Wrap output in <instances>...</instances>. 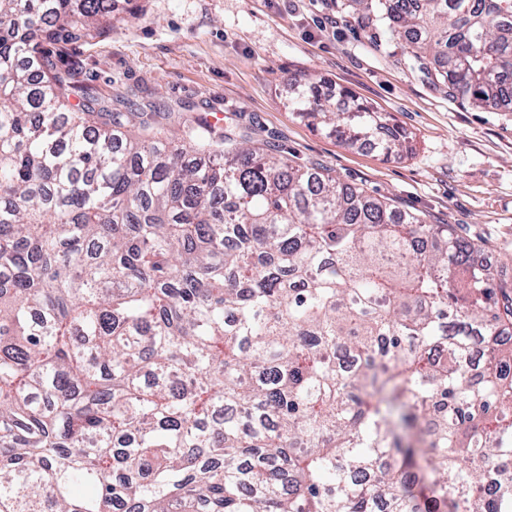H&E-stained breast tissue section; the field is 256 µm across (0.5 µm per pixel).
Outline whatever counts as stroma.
Wrapping results in <instances>:
<instances>
[{
	"label": "stroma",
	"instance_id": "obj_1",
	"mask_svg": "<svg viewBox=\"0 0 512 512\" xmlns=\"http://www.w3.org/2000/svg\"><path fill=\"white\" fill-rule=\"evenodd\" d=\"M71 86L131 101L166 133L206 116L215 136L327 170L400 210L450 224L473 260L512 283V112L473 109L437 87L401 41L364 26L347 0H116L109 30L59 47ZM323 82L394 119L413 148L384 159L317 130L288 106L295 83Z\"/></svg>",
	"mask_w": 512,
	"mask_h": 512
}]
</instances>
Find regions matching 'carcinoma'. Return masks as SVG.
<instances>
[{
    "label": "carcinoma",
    "instance_id": "obj_1",
    "mask_svg": "<svg viewBox=\"0 0 512 512\" xmlns=\"http://www.w3.org/2000/svg\"><path fill=\"white\" fill-rule=\"evenodd\" d=\"M350 2L512 112V0ZM112 11L0 0V512H512V285L450 225L232 130L99 125L49 46ZM291 104L409 148L316 82Z\"/></svg>",
    "mask_w": 512,
    "mask_h": 512
}]
</instances>
